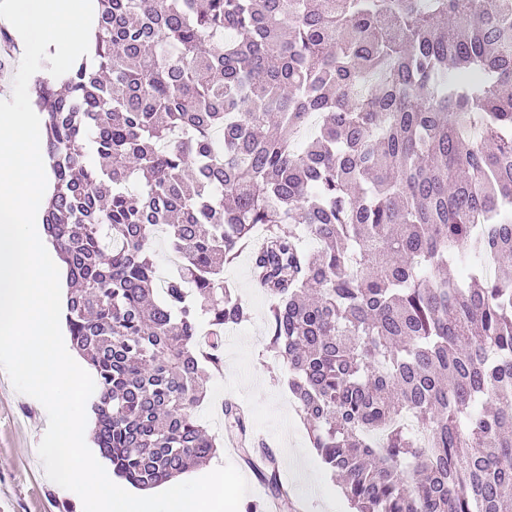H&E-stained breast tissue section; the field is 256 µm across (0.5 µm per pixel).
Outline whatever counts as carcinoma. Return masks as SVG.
<instances>
[{
	"instance_id": "cac0c4a2",
	"label": "carcinoma",
	"mask_w": 512,
	"mask_h": 512,
	"mask_svg": "<svg viewBox=\"0 0 512 512\" xmlns=\"http://www.w3.org/2000/svg\"><path fill=\"white\" fill-rule=\"evenodd\" d=\"M98 4L94 64L33 87L113 472L215 452L196 408L248 315L224 267L260 229L270 345L353 512H512V0ZM170 253L164 244L163 235L159 236L152 249V257L157 268L158 280L167 278L175 270L170 261Z\"/></svg>"
}]
</instances>
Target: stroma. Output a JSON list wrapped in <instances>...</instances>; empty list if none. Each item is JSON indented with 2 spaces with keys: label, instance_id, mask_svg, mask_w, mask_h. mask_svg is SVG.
Returning a JSON list of instances; mask_svg holds the SVG:
<instances>
[{
  "label": "stroma",
  "instance_id": "35a3bbf8",
  "mask_svg": "<svg viewBox=\"0 0 512 512\" xmlns=\"http://www.w3.org/2000/svg\"><path fill=\"white\" fill-rule=\"evenodd\" d=\"M224 281L248 306L246 322L227 330L223 364L212 371L208 396L198 413L210 434L227 439L221 413L225 401L249 409L248 426L272 452L289 446L299 456L280 458L279 469H291V494L299 512H351L341 489L312 448L309 429L288 399L287 370L271 349L266 330L268 300L250 273V251L242 249L224 268ZM48 426L42 404L18 393L0 370V512H83L77 494L46 476L37 447Z\"/></svg>",
  "mask_w": 512,
  "mask_h": 512
}]
</instances>
